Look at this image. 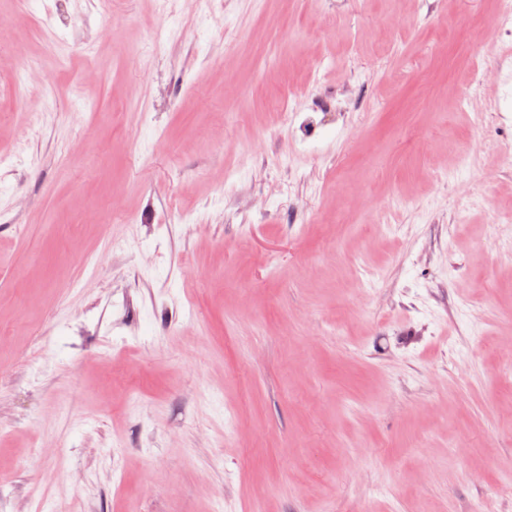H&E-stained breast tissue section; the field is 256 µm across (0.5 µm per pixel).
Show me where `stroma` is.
Instances as JSON below:
<instances>
[{
  "label": "stroma",
  "mask_w": 512,
  "mask_h": 512,
  "mask_svg": "<svg viewBox=\"0 0 512 512\" xmlns=\"http://www.w3.org/2000/svg\"><path fill=\"white\" fill-rule=\"evenodd\" d=\"M0 17V512H512L495 0Z\"/></svg>",
  "instance_id": "35a3bbf8"
}]
</instances>
